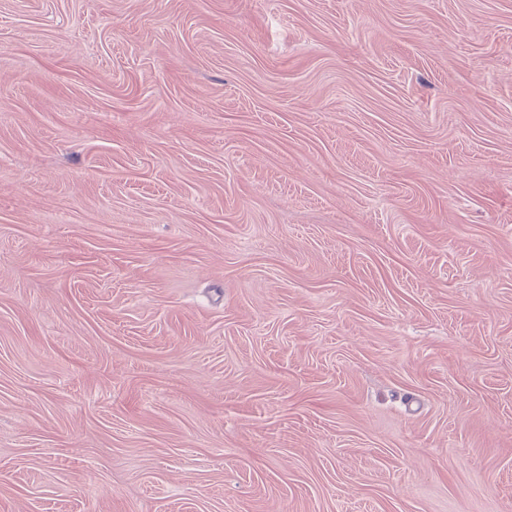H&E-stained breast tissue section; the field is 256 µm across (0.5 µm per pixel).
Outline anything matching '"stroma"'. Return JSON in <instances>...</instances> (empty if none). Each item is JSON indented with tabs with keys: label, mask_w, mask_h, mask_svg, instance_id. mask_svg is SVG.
Masks as SVG:
<instances>
[{
	"label": "stroma",
	"mask_w": 512,
	"mask_h": 512,
	"mask_svg": "<svg viewBox=\"0 0 512 512\" xmlns=\"http://www.w3.org/2000/svg\"><path fill=\"white\" fill-rule=\"evenodd\" d=\"M0 512H512V0H0Z\"/></svg>",
	"instance_id": "stroma-1"
}]
</instances>
